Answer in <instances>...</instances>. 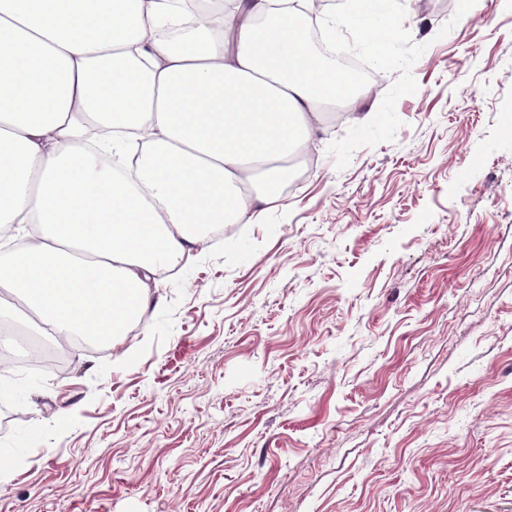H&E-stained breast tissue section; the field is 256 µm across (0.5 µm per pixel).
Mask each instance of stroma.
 I'll return each mask as SVG.
<instances>
[{"label":"stroma","instance_id":"stroma-1","mask_svg":"<svg viewBox=\"0 0 512 512\" xmlns=\"http://www.w3.org/2000/svg\"><path fill=\"white\" fill-rule=\"evenodd\" d=\"M335 39L375 79L281 205L0 374V512H512V0Z\"/></svg>","mask_w":512,"mask_h":512}]
</instances>
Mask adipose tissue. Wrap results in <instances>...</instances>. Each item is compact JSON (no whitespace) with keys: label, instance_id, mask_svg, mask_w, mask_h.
Returning <instances> with one entry per match:
<instances>
[{"label":"adipose tissue","instance_id":"obj_1","mask_svg":"<svg viewBox=\"0 0 512 512\" xmlns=\"http://www.w3.org/2000/svg\"><path fill=\"white\" fill-rule=\"evenodd\" d=\"M0 0V312L115 340L203 227L258 223L347 76L312 0Z\"/></svg>","mask_w":512,"mask_h":512}]
</instances>
